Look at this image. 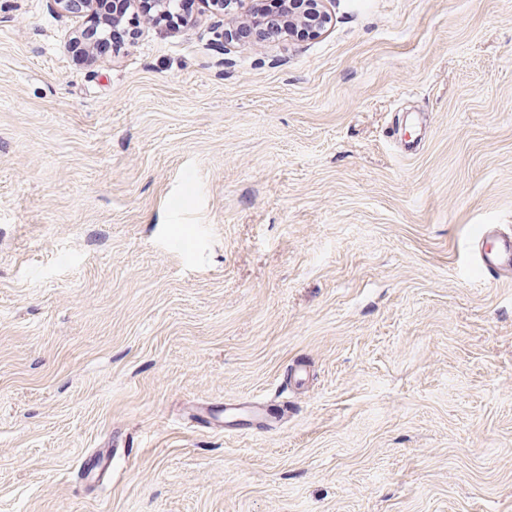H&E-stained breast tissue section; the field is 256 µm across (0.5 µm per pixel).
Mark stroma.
<instances>
[{
	"label": "stroma",
	"mask_w": 512,
	"mask_h": 512,
	"mask_svg": "<svg viewBox=\"0 0 512 512\" xmlns=\"http://www.w3.org/2000/svg\"><path fill=\"white\" fill-rule=\"evenodd\" d=\"M328 7L79 62L0 0V512H512V0ZM307 10H294L289 6L288 15L276 20L277 24L288 27L291 33L296 27L309 32L311 37L321 33L330 21V15L326 9L327 0H305ZM480 264L489 275L512 272V236L497 235L480 251ZM224 431L246 433L280 422L283 406L276 401L224 402Z\"/></svg>",
	"instance_id": "stroma-1"
}]
</instances>
